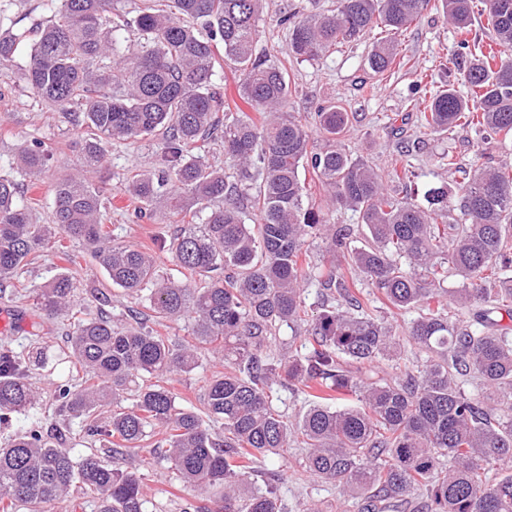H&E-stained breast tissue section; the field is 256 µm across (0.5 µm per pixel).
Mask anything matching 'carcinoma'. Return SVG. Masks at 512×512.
<instances>
[{
    "instance_id": "1",
    "label": "carcinoma",
    "mask_w": 512,
    "mask_h": 512,
    "mask_svg": "<svg viewBox=\"0 0 512 512\" xmlns=\"http://www.w3.org/2000/svg\"><path fill=\"white\" fill-rule=\"evenodd\" d=\"M262 3L141 0L135 16L114 17V0H46V23L0 31V64L29 41L25 84L84 130L80 168L56 183L51 223H34L33 199H22L15 179L0 175V292L45 250L75 262L63 235L93 246L112 286L143 298L155 318L190 320L188 335L172 339L142 324L118 330L103 313L80 318L68 269L37 289L48 317H74L62 356L82 375L56 386L55 414L81 419L88 452L71 455L65 424L31 422L0 445V512H54L75 488L96 512H149L141 474L114 468L108 458L155 435L185 489H221L196 512H282L276 485L255 486L254 469L299 438L308 448L306 471L361 502L360 512H406L415 494L424 497L423 512H512V467H502L512 461V283L501 276L512 249V163L465 167L450 153L453 186L431 189L421 206L346 151L340 137L351 115L344 107L314 113L324 137L317 146L288 111L296 87L286 67L255 52ZM474 8V0H337L331 13L285 14L276 24L288 28L286 55L296 62L378 29L368 65L383 76L406 66L395 38L425 11L442 12L464 35ZM484 12L494 46L465 64L469 45L460 40L448 68L460 71L464 91L433 82L410 99L419 134L469 128L512 136V0H485ZM129 29L138 38L124 48ZM224 61L239 72L247 112L224 103ZM156 136L161 165L120 191L139 203V218H195L171 238H157L180 279L159 274L155 252L112 245L103 193L87 177L106 163V144ZM208 140L221 142L237 180L196 151ZM408 152L399 145L390 154V175L400 185L410 174ZM53 158L33 140L16 166L35 180ZM309 169L327 207L359 213L368 230L362 246H351L353 227L304 204L301 173ZM452 193L462 224L448 220ZM317 240L328 255L321 264L308 248ZM450 270L462 287L449 292L443 283ZM349 272L362 274L387 314L364 308ZM314 282L328 294L311 317L304 293ZM451 305L474 309L473 320L450 313ZM410 309L418 316L400 333L389 315ZM284 325L305 329V353L267 352ZM403 339L417 348V364L393 374L380 369L398 362ZM205 349L224 355V374L211 380L205 402L222 435L179 406L171 389L148 382L193 372ZM46 364L41 348L26 357L0 344V424L36 408L30 370ZM470 375L480 381L475 394L462 386ZM275 385L312 397L297 419L273 407ZM129 396L131 408L97 419L101 403Z\"/></svg>"
}]
</instances>
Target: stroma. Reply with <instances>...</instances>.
I'll return each mask as SVG.
<instances>
[{
    "instance_id": "obj_1",
    "label": "stroma",
    "mask_w": 512,
    "mask_h": 512,
    "mask_svg": "<svg viewBox=\"0 0 512 512\" xmlns=\"http://www.w3.org/2000/svg\"><path fill=\"white\" fill-rule=\"evenodd\" d=\"M44 0H0V29L26 28L48 19ZM336 0H266L259 23L256 51L272 63L286 56L288 31L278 26V16L293 13L299 16L311 12H329ZM400 49L408 57L406 67L378 77L368 67L366 58L373 37L337 46L314 62L291 63L288 74L297 94L289 110L302 123L312 121L316 108L332 102L343 104L355 115L349 132L342 140L351 154L388 173V155L399 143L408 145L414 175L404 189V196L424 202L431 187L452 182L447 167L438 163L440 156L451 153L465 165L484 162H512V140H484L482 133L464 129L454 135L430 133L416 136L417 118L407 105L414 94L417 80L442 78V56L456 49L453 27L435 12H425L399 38ZM40 139L55 150L54 160L29 194L36 198L34 214L40 223H49L53 207V188L63 175L79 166L81 132L60 121L57 113L49 112L39 103L20 77L16 64L0 65V169L8 170L17 148L31 139ZM161 144L156 140L115 143L109 145L107 162L94 178L95 184L113 192L112 205L106 211L105 225L113 243L137 248H153L156 238L173 234L171 224H156L136 219L131 198L119 189L131 172L156 167ZM61 263L54 252L48 251L28 265L24 275L27 291L15 298L0 297V313L21 312L27 322L23 327L0 333L16 351H28L34 341H41L50 353H57L66 344L63 334L66 317L46 319L38 309L34 290L58 271ZM78 288L97 283L105 285L111 302L100 307L89 301L87 311L98 315L107 311L114 322H130L143 306L108 285L105 271L90 257L80 258L72 268ZM224 361L219 357L205 360L201 369L172 377L170 387L179 402L196 412H203L205 381L223 373ZM305 449L296 448L287 459L271 458L261 465L262 472L275 477L285 512H302L304 505L317 504L322 512H336L335 485L311 477L302 462ZM111 464L117 468H140L145 476L144 491L152 504V512H182L187 494L178 477L154 455L153 441H145L141 449L114 455Z\"/></svg>"
}]
</instances>
